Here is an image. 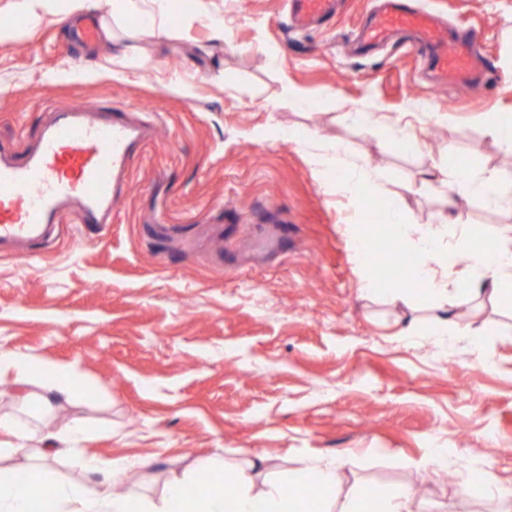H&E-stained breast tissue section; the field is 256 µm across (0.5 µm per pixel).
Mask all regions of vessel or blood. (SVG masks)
<instances>
[{"instance_id":"obj_1","label":"vessel or blood","mask_w":512,"mask_h":512,"mask_svg":"<svg viewBox=\"0 0 512 512\" xmlns=\"http://www.w3.org/2000/svg\"><path fill=\"white\" fill-rule=\"evenodd\" d=\"M290 2L299 20L326 21L335 14L336 0ZM396 32L413 34L415 46L427 50L432 68L443 76L469 82L484 68L474 30L447 35L411 0H384L364 28L361 45L372 48ZM150 130L116 107H70L50 112L35 133L33 149L19 155L1 145L0 246L28 248L67 217L77 224L111 223Z\"/></svg>"}]
</instances>
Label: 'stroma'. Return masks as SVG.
<instances>
[{
  "label": "stroma",
  "mask_w": 512,
  "mask_h": 512,
  "mask_svg": "<svg viewBox=\"0 0 512 512\" xmlns=\"http://www.w3.org/2000/svg\"><path fill=\"white\" fill-rule=\"evenodd\" d=\"M378 2L338 0L332 19L293 31L287 0H150L166 35L114 22L120 67L64 22L0 45V143L16 153L54 108L110 100L153 122L111 223L66 221L42 254H0V347L78 362L91 380L42 415L35 385L2 377L0 416L43 433L85 420L82 449L148 461L135 481L154 497L192 459L234 465L245 450L270 456L283 482L310 459L351 453L339 496L417 486L429 512H471L463 486L484 469L512 480V311L484 300L460 318L469 335L444 348L398 341L406 308L360 294L365 267L345 234L351 221L384 223L385 210L350 202L305 144H345L416 224L437 221L419 174L448 152L512 184L487 124L512 113V0H421L448 28L479 33L489 70L478 86L449 83L400 34L361 49ZM210 14L224 17L223 45L210 43ZM289 83L309 104L283 101ZM420 99L437 118L412 119ZM372 102L383 124L359 133L344 114ZM407 124L414 151L397 143ZM462 214L486 231L512 224V205L478 195ZM438 448L450 451L447 476L423 478L412 463Z\"/></svg>",
  "instance_id": "35a3bbf8"
}]
</instances>
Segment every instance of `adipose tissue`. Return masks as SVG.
<instances>
[{
  "instance_id": "obj_1",
  "label": "adipose tissue",
  "mask_w": 512,
  "mask_h": 512,
  "mask_svg": "<svg viewBox=\"0 0 512 512\" xmlns=\"http://www.w3.org/2000/svg\"><path fill=\"white\" fill-rule=\"evenodd\" d=\"M9 8L21 24L0 28V44L17 41L60 12L67 18L79 19L89 10L90 0H11ZM316 162L319 169L335 171L339 185L353 199L382 189L378 172L347 158L343 146L327 148L317 154ZM423 180L439 187L444 204L451 211L458 209L460 199L469 196L501 198L507 194L498 170L487 169L477 175L453 156L436 162ZM386 219L417 257L411 278L423 301L433 303L446 297L478 306L489 297L512 306L511 224L487 234L469 225L452 232L444 223H410L401 206L393 203L386 209ZM479 236L484 239L483 246L472 247V240ZM462 251L467 253L471 267L463 278L454 276L452 271L455 257ZM2 374L38 386L37 402L43 408L50 407L54 397H70L76 388L87 383L78 364L35 362L0 348ZM87 433L84 422L77 420L64 434L40 436L15 419L0 417V434L24 442L37 441V449L26 458L27 466L38 470L54 490L52 497L44 500L31 481L10 472L0 474V512H428L426 501L408 486L392 488L379 499L355 497L339 501L336 491L351 463L346 454L317 460L309 466L317 488L310 498L289 494L287 484L271 479V459L251 451L244 452L241 463L232 469L225 468L223 459L217 457L196 460L182 472L170 474L156 499L138 487L118 494L112 487L121 479L124 464L98 463L74 450V443ZM62 456L70 469L85 473V480H69L56 473L54 465ZM95 473L100 476L96 482L91 479ZM223 478L232 483V495H225L221 489L219 481Z\"/></svg>"
}]
</instances>
